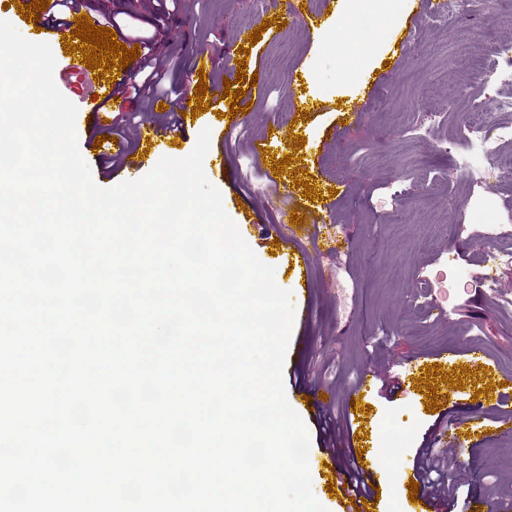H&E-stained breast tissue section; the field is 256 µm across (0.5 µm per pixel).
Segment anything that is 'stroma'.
<instances>
[{"label":"stroma","instance_id":"1","mask_svg":"<svg viewBox=\"0 0 512 512\" xmlns=\"http://www.w3.org/2000/svg\"><path fill=\"white\" fill-rule=\"evenodd\" d=\"M105 27L119 43L155 39L165 63L166 82L194 92L199 80L209 86L235 79L237 47L229 35L240 27H263L251 45L249 67L263 68L265 83L250 86L251 118L236 130L214 126L211 118L194 122L186 134L166 138L171 158L189 155L203 129L212 146L222 148V175L210 182L223 198L228 216L258 259L274 268L277 284L292 293L294 307L310 318L295 322L294 335L305 347L287 352L283 382L287 400L305 422L311 440L308 456L312 491L327 512H346L345 500L328 491L338 471L347 469L350 449H368L380 461L384 437L400 440L397 457L382 465L380 492L370 512H424V500H411L412 466L425 448L451 450L462 468L460 487L442 512H487L475 498H488L491 486L512 489V433L497 426L512 415V265L491 267L497 238L485 235L492 224H512V177L477 183L460 171L462 163L480 168L490 157L469 147L460 115L484 110L491 121L512 123V112L495 111L499 100H512V84L485 90L479 72L494 46L512 42V28L501 18L512 13V0H484L480 10L435 16L437 0H366L380 17V34L364 45L339 50L347 39L345 23L357 0H310L320 13L319 29L296 24L295 34L269 20L281 16L288 0H176L173 6L141 13L139 0H103ZM413 40L405 52L397 44ZM224 53L223 72L195 67L197 51ZM304 91L306 103L296 93ZM112 135L123 139L141 174L154 161L144 158L139 129L147 123H174L171 112H152L124 92L112 101ZM359 122L345 124L346 113ZM290 129V137L256 153L272 119ZM302 138L295 147L294 138ZM282 176L272 167L284 155ZM306 173L320 196L307 200L294 179ZM324 210L326 222L311 225L298 242L274 243L273 225L286 215ZM308 260L296 264L299 253ZM489 272L505 295L483 296L477 278ZM448 311L430 317L431 303ZM485 347L488 365L465 358L435 363L444 348ZM416 365L407 386L392 390L404 364ZM438 366L440 376L428 370ZM468 367L462 384L447 382ZM379 373L383 383L367 398V409L352 422V433L339 436L335 421L347 407L362 376ZM438 390L430 407L426 382ZM322 394V407L310 400Z\"/></svg>","mask_w":512,"mask_h":512}]
</instances>
